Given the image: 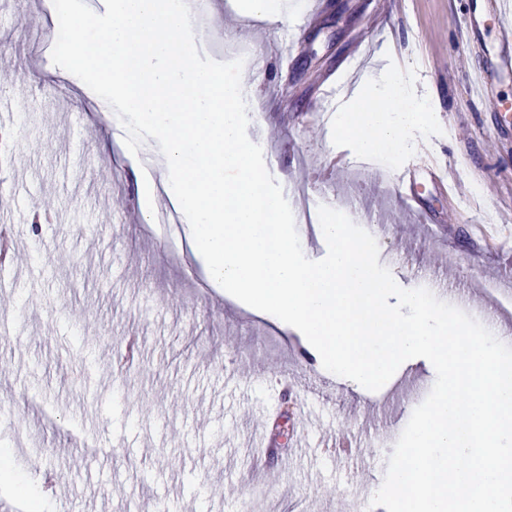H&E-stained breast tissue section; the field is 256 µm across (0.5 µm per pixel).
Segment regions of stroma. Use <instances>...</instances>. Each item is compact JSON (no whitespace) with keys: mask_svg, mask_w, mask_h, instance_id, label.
Instances as JSON below:
<instances>
[{"mask_svg":"<svg viewBox=\"0 0 512 512\" xmlns=\"http://www.w3.org/2000/svg\"><path fill=\"white\" fill-rule=\"evenodd\" d=\"M239 0H204L205 50L217 62L243 59L258 80L249 139L287 201L386 218L374 237L379 262L401 285L422 287L434 271L448 283L470 278L512 284V121L480 98L473 70L492 65L499 42L488 0H278L274 24L238 13ZM483 16L468 32L465 19ZM50 0L0 9V101L23 119L15 140L25 170L12 200L18 249L38 247L41 274L0 292V448L15 457L22 491L43 494L51 512H120L126 498L150 512L157 484L184 512H386L370 500L387 459L436 373L405 361L378 391L358 387L304 356L296 328L211 285L178 223L180 260L162 228L143 220L116 136L115 112L52 61ZM329 74L333 92L318 96ZM399 82L423 107L411 148L378 153L363 183L361 153L338 137L336 119L365 77ZM346 167L324 182L333 153ZM438 162L449 191L421 181L412 213L377 171L398 175ZM197 423L195 450L182 428ZM356 437L353 455L326 448ZM273 481L251 474L262 444ZM112 451L118 480L83 472L87 445Z\"/></svg>","mask_w":512,"mask_h":512,"instance_id":"obj_1","label":"stroma"}]
</instances>
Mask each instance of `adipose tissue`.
I'll return each instance as SVG.
<instances>
[{
	"label": "adipose tissue",
	"mask_w": 512,
	"mask_h": 512,
	"mask_svg": "<svg viewBox=\"0 0 512 512\" xmlns=\"http://www.w3.org/2000/svg\"><path fill=\"white\" fill-rule=\"evenodd\" d=\"M420 110L403 92L374 82L357 93L350 111L341 113L338 130L354 138L364 152L404 150L409 146L406 129Z\"/></svg>",
	"instance_id": "1"
}]
</instances>
